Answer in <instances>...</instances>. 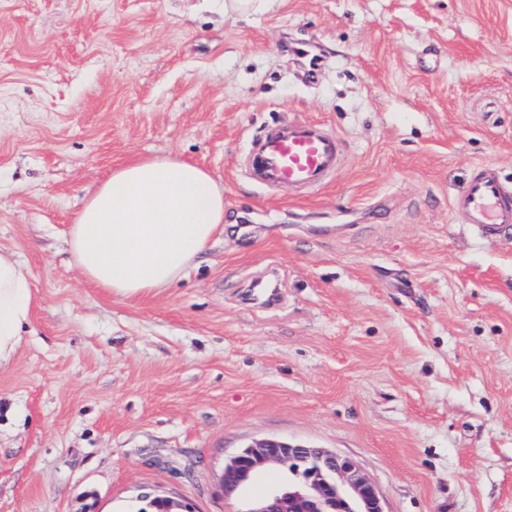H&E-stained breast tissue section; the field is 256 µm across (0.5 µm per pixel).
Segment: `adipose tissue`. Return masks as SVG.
Here are the masks:
<instances>
[{
	"mask_svg": "<svg viewBox=\"0 0 512 512\" xmlns=\"http://www.w3.org/2000/svg\"><path fill=\"white\" fill-rule=\"evenodd\" d=\"M224 222V190L201 166L171 156L115 167L68 232L83 275L113 295L168 286ZM35 294L10 255L0 253V368L9 366L31 322Z\"/></svg>",
	"mask_w": 512,
	"mask_h": 512,
	"instance_id": "adipose-tissue-1",
	"label": "adipose tissue"
}]
</instances>
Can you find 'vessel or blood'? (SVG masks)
I'll list each match as a JSON object with an SVG mask.
<instances>
[{"mask_svg": "<svg viewBox=\"0 0 512 512\" xmlns=\"http://www.w3.org/2000/svg\"><path fill=\"white\" fill-rule=\"evenodd\" d=\"M341 157L342 140L336 132L317 122L296 121L252 139L245 170L266 187L315 190L337 174ZM453 210L463 223L477 225L492 237L512 225V196L496 170L486 164L477 166Z\"/></svg>", "mask_w": 512, "mask_h": 512, "instance_id": "b4317fda", "label": "vessel or blood"}]
</instances>
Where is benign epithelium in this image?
<instances>
[{
	"label": "benign epithelium",
	"instance_id": "1",
	"mask_svg": "<svg viewBox=\"0 0 512 512\" xmlns=\"http://www.w3.org/2000/svg\"><path fill=\"white\" fill-rule=\"evenodd\" d=\"M269 469L285 478L263 483L245 512H385L375 485L351 458L309 444L266 438L245 447L224 466V494L242 496ZM151 512H174L164 496L144 497Z\"/></svg>",
	"mask_w": 512,
	"mask_h": 512
}]
</instances>
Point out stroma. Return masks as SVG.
Masks as SVG:
<instances>
[{
  "instance_id": "35a3bbf8",
  "label": "stroma",
  "mask_w": 512,
  "mask_h": 512,
  "mask_svg": "<svg viewBox=\"0 0 512 512\" xmlns=\"http://www.w3.org/2000/svg\"><path fill=\"white\" fill-rule=\"evenodd\" d=\"M316 121L336 177L254 184L251 137ZM168 155L224 222L168 287L89 283L67 232L112 168ZM512 0H0V250L32 281L0 370V512H244L262 438L354 459L385 512H512ZM465 224H475L491 237H497L512 224V199L494 167H476L467 190L452 205Z\"/></svg>"
}]
</instances>
